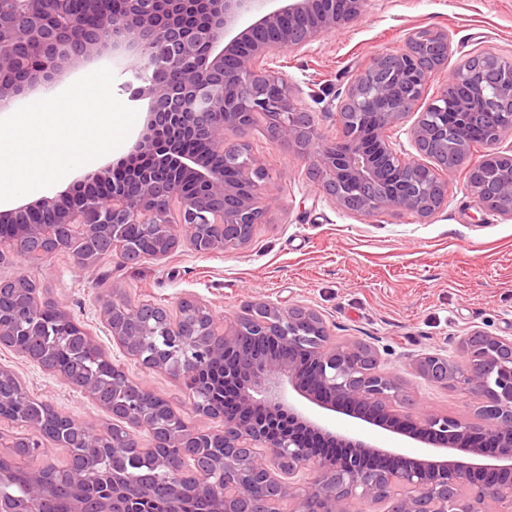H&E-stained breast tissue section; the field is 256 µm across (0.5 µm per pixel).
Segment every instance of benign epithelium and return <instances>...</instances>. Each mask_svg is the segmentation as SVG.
Listing matches in <instances>:
<instances>
[{"label": "benign epithelium", "instance_id": "7a95c632", "mask_svg": "<svg viewBox=\"0 0 512 512\" xmlns=\"http://www.w3.org/2000/svg\"><path fill=\"white\" fill-rule=\"evenodd\" d=\"M368 0H222L208 27L197 32L181 24H159L176 11L177 0H130L105 40L96 26L84 22L75 0H0V58L7 56L24 75L17 85L0 84V112L19 99L51 88L79 62L92 59L83 46L98 42L96 55L131 54L136 70L149 80L139 86L135 100L147 102L146 125L130 154L149 152L159 132H167L174 150L178 135L193 129L207 135L210 153L225 157L228 176L196 155L178 158L179 169L204 187L186 197L167 168L138 177L140 191L129 195L112 183L109 165L86 176L84 184H99L108 192L94 200L76 195L20 204L0 210V259L35 249L41 257L69 250L73 238L90 246L79 256L85 267L105 259L129 263L138 252L120 233L126 224H142L157 237L156 256L184 245L204 253L241 248L255 228L266 223L277 207L267 191L270 172L235 138L260 125L272 138L313 156L320 189L339 207L365 217L382 211L412 213L426 218L448 202V189L459 168L469 161L473 146L461 132L473 125L484 130L483 158L469 166L470 194L481 211L512 218V155L500 151L512 135V75L490 80L492 67L512 65L485 52L483 65L453 68L440 91L423 110L417 104L433 77L447 67L451 53L448 33L439 32L442 53L431 64L434 44L418 33L409 35L403 49L381 53L356 70L336 97L341 137L315 148L321 134L308 112L299 110L293 89L283 75L263 61L283 51L304 53L324 34L357 18ZM207 46L195 54L198 43ZM184 71L187 80L173 85L162 74ZM461 97L448 105V90ZM408 127L411 143L428 162L405 158L392 140V131ZM426 166L433 181L422 185L416 170ZM39 297L22 288L9 303L0 296V342L12 336L39 341L34 322ZM208 306L183 300L177 314L151 301L133 302L115 295L101 314L106 335L145 368L171 376L182 387L194 411L221 422L203 432L181 420L172 434L159 424L144 397L154 393L143 382L126 378V398H109L91 375L52 370L64 383L83 391L112 418V427L84 433L97 439L85 446L88 463L97 450L112 447V473L123 470L128 450L135 448L167 470L166 484L173 506L191 483L213 504L210 512H298L308 502L318 512H352L358 501L387 504L385 512H512V336L477 330L459 343V355L448 359L426 354L414 365L416 374L440 385H457L487 396L473 418L406 410L399 377L381 368L379 350L366 348L369 363H351L359 343L331 340L322 315L296 304L282 307L266 300L248 302L229 329L215 321L201 322L194 336H180L178 325L188 317H202ZM253 336H274L311 359L314 384L291 360L261 362L248 349ZM224 355L228 368L224 386H244L242 420L224 418L216 389L193 383L209 359ZM334 411L364 406L368 416H385L451 451L438 461L431 456L410 459L401 469H376L366 463L372 445L347 437L356 451L332 465L294 432L278 430L272 418L249 416L260 406L286 412L308 422L329 437L336 432L319 425L305 412L299 398ZM44 414L25 423L26 433L13 435V447L27 456L48 454L42 440L48 426L75 430L74 421L42 403ZM148 433L149 444L140 432ZM480 435L506 448L494 461L472 442ZM33 493L24 501L0 497V512H50L54 489L45 475L32 474ZM154 493L146 481H132L117 495L91 493L76 481L70 489L71 512H139Z\"/></svg>", "mask_w": 512, "mask_h": 512}]
</instances>
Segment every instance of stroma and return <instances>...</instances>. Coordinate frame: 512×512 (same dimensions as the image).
<instances>
[{"instance_id":"1","label":"stroma","mask_w":512,"mask_h":512,"mask_svg":"<svg viewBox=\"0 0 512 512\" xmlns=\"http://www.w3.org/2000/svg\"><path fill=\"white\" fill-rule=\"evenodd\" d=\"M422 29L447 32L453 65L479 51L512 54V0H369L351 24L322 36L307 53H280L271 66L288 79L299 107L330 142L340 128L328 106L351 74L378 53L400 50L411 32ZM132 63L102 56L65 74L58 88L107 68L115 96L123 97ZM245 139L268 167L269 191L279 199L247 247L209 253L180 247L158 259L106 260L85 270L68 253L38 261L15 253L0 261V280L19 274L35 279L44 298L91 331L114 364L169 399L201 430L212 429L214 420L193 413L175 380L145 369L103 332L100 312L113 294L171 308L197 298L226 324L255 299L308 304L336 341L385 350L384 364L400 376L414 410L473 417L482 404L476 393L428 383L413 363L426 353L457 355L460 339L475 330L512 336V219L477 210L463 168L447 204L429 218L391 211L365 218L335 206L320 191L310 160L295 148L259 127ZM0 367L11 370L29 395L77 422L97 430L110 424L79 389L13 351L0 347ZM324 417L338 433L383 448L412 456L421 448L407 435L357 418L332 411Z\"/></svg>"}]
</instances>
